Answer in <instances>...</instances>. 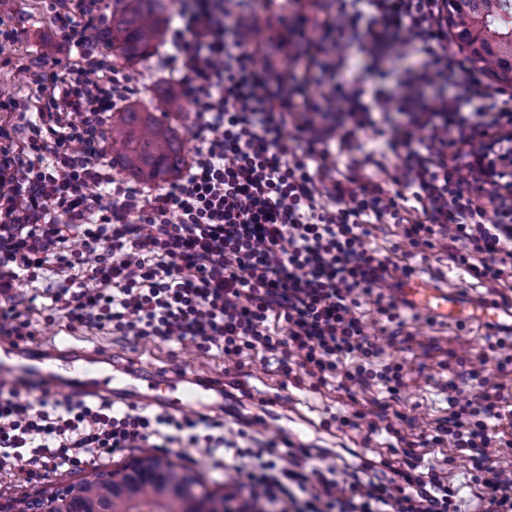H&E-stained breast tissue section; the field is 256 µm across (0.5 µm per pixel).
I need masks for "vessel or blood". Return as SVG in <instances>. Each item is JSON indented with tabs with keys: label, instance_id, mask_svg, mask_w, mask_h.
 <instances>
[{
	"label": "vessel or blood",
	"instance_id": "b4317fda",
	"mask_svg": "<svg viewBox=\"0 0 512 512\" xmlns=\"http://www.w3.org/2000/svg\"><path fill=\"white\" fill-rule=\"evenodd\" d=\"M402 282L401 298L412 312L444 325H474L512 339V305L490 297L472 299L420 276L409 275ZM113 360L111 351L97 347L69 350L58 370L47 373L48 384L54 390L115 404L148 406L162 402L177 412L202 402L203 391L162 384L158 372L131 357L116 373L103 372V365ZM44 361V355L31 354L13 363H1L0 378L42 374Z\"/></svg>",
	"mask_w": 512,
	"mask_h": 512
}]
</instances>
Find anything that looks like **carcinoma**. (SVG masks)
<instances>
[{"label":"carcinoma","mask_w":512,"mask_h":512,"mask_svg":"<svg viewBox=\"0 0 512 512\" xmlns=\"http://www.w3.org/2000/svg\"><path fill=\"white\" fill-rule=\"evenodd\" d=\"M119 9L112 13V22L99 32V38L112 42L115 55L127 62L146 59L157 47L163 23L171 10L172 0H118ZM512 8L508 0H468L463 8L448 16V26L460 34L479 23L498 35L497 49L482 54L477 69L498 82L512 87V40L509 39L502 12ZM120 152L116 161L133 180L165 182L184 167L186 158L182 140L168 123L149 111L127 108L113 127ZM153 469L163 468L164 484H140L125 502L114 498V488L124 479L122 469L94 471L90 476L65 488L47 493L32 501H16L19 512H32L45 506L50 512H80L84 506H96L100 512H174L173 504L163 503L164 486L182 488L195 484L188 473L163 461L147 456Z\"/></svg>","instance_id":"carcinoma-1"}]
</instances>
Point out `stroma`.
I'll use <instances>...</instances> for the list:
<instances>
[{
    "label": "stroma",
    "mask_w": 512,
    "mask_h": 512,
    "mask_svg": "<svg viewBox=\"0 0 512 512\" xmlns=\"http://www.w3.org/2000/svg\"><path fill=\"white\" fill-rule=\"evenodd\" d=\"M0 18L5 19L16 35L13 45L0 52V87L23 100L33 96L36 89L33 76L26 69L32 58L53 59L64 66L70 56L44 0H0ZM154 65V59L149 58L125 64L124 70L133 78L147 79L150 84L148 90L133 97V104L158 114L164 113L162 96L169 82ZM329 152L328 161L337 175L346 174L348 167L354 165L361 176L389 187L404 177L407 147H399L397 153L377 156L369 162L361 152L336 143ZM369 241L388 264L382 287L385 294H397L402 286L399 272L410 267L438 284L474 297L493 296L512 305V271L496 283L477 281L449 261L445 240L437 239L432 246L416 248L404 238L401 225L374 224L370 227ZM49 287V279L43 278L18 290L21 297L30 301L34 347L43 348L51 341L61 348L100 345L112 349L119 357L136 354L143 365L160 371L182 366L199 375L226 371L230 376L243 378V388L229 389L226 402L212 397L207 400L209 415L224 422L225 438L248 448L255 436L267 440L298 435L300 444L335 463V479L343 486L355 478L369 476L370 464L388 461L399 465L404 455L385 429L372 432L364 427L348 428L341 425L342 416L357 410L374 413L383 410L387 422L398 424L409 439L417 441L434 435L438 424L447 418L450 390L463 395L479 391L480 382L474 377L477 371L487 372L491 383L500 385L504 395L512 396V366L496 370L486 332L464 326L436 325L406 308L400 311L404 325L399 329L372 302H362L357 310L368 336L382 346L383 358L401 367L402 384L393 398L375 382L342 387L334 381L323 386L303 370L296 377L285 378L276 372L269 354L260 351L246 356L239 367L223 354H205L188 343H155L131 336L71 330L65 322L48 320ZM274 392L283 395L286 403L280 417L269 418L254 407L252 400ZM144 454V449L130 448L94 467L81 465L64 473L48 472L31 480L22 478L11 493L17 499H34L87 476L92 469L113 470ZM418 454L420 472L433 469L447 476L458 512H484L483 481L487 474L477 469L473 451L444 442L419 449ZM172 462L196 476L207 489L236 492L234 507L248 502L246 492L235 491L229 471L202 450L186 447Z\"/></svg>",
    "instance_id": "obj_1"
}]
</instances>
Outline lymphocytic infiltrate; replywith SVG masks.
Instances as JSON below:
<instances>
[{"label":"lymphocytic infiltrate","mask_w":512,"mask_h":512,"mask_svg":"<svg viewBox=\"0 0 512 512\" xmlns=\"http://www.w3.org/2000/svg\"><path fill=\"white\" fill-rule=\"evenodd\" d=\"M441 0H338L334 22L301 28L286 48L291 20L281 0H184L169 24L156 68L180 86L195 114L197 144L185 173L151 192L116 177L106 158L102 123L139 94L143 82L99 55L93 35L105 20L100 0H51L54 26L73 49L65 72L35 63L36 103L0 91V112H14L26 135L0 126V333L30 335L29 309L16 290L39 274L60 279L49 294L52 315L70 329L162 342L194 343L225 358L275 352L277 370L335 376L355 358L348 381H380L397 394L401 368L372 369L382 349L356 310L373 297L388 321L395 301L375 293L387 265L370 246V225L399 224L412 246L448 241V257L475 279L496 282L512 264V198L486 185L472 156L480 141L510 154L491 129L512 124V95L487 99L480 78L447 48ZM378 58L407 51L400 95L370 85L363 67L337 54L331 98L348 123L316 121L303 88L314 79L324 32ZM265 33L262 41L254 33ZM265 56L257 67V56ZM445 78L450 95L426 103L424 87ZM405 113L391 145H407L404 188L412 205L360 177H329L323 148L330 136L348 147L376 129L373 113ZM293 124L295 135L283 128ZM325 191L331 207L318 205ZM449 414L432 443L449 441L488 462L512 427V400L483 385L448 399ZM221 422L185 413L120 408L73 396L24 400L0 385V473L68 471L128 448L186 443L206 454L231 451L242 461L239 489L253 503L284 500L295 512H456L454 493L419 472L414 442L407 464L389 481L343 487L336 466L314 463L310 449L268 442L238 448Z\"/></svg>","instance_id":"f902f5d3"}]
</instances>
